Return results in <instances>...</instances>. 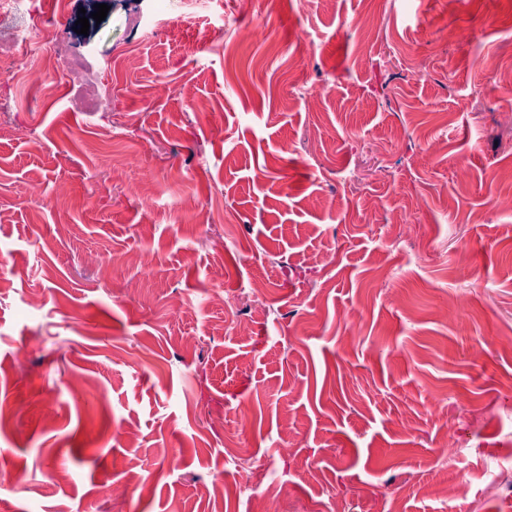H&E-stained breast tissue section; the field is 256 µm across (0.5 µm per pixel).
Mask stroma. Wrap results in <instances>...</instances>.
Wrapping results in <instances>:
<instances>
[{
	"label": "stroma",
	"mask_w": 512,
	"mask_h": 512,
	"mask_svg": "<svg viewBox=\"0 0 512 512\" xmlns=\"http://www.w3.org/2000/svg\"><path fill=\"white\" fill-rule=\"evenodd\" d=\"M149 6L68 0L55 49L111 58L101 112L0 76V504L212 512L207 490L257 480L230 442L280 500L221 512H512L485 498L512 459V81L478 94L512 0H254L131 43ZM448 435L452 503L423 491ZM131 470L150 493L113 495Z\"/></svg>",
	"instance_id": "obj_1"
}]
</instances>
